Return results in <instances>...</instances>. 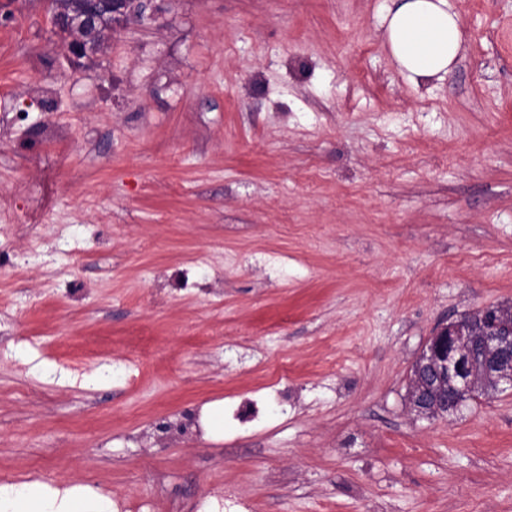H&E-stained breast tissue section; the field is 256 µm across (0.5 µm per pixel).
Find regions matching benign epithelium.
<instances>
[{
    "label": "benign epithelium",
    "mask_w": 512,
    "mask_h": 512,
    "mask_svg": "<svg viewBox=\"0 0 512 512\" xmlns=\"http://www.w3.org/2000/svg\"><path fill=\"white\" fill-rule=\"evenodd\" d=\"M157 0H88L82 14L63 9L52 18L53 28L64 35L75 56L91 51L87 32L103 15L144 26L155 19ZM512 387V307L488 305L438 326L410 374L411 401L429 390L425 404L431 411L456 410L464 398H476L483 388Z\"/></svg>",
    "instance_id": "obj_1"
}]
</instances>
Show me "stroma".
Wrapping results in <instances>:
<instances>
[{
	"mask_svg": "<svg viewBox=\"0 0 512 512\" xmlns=\"http://www.w3.org/2000/svg\"><path fill=\"white\" fill-rule=\"evenodd\" d=\"M449 2L416 86L384 0H164L80 58L0 0V481L512 512V389L408 399L436 325L512 304V0Z\"/></svg>",
	"mask_w": 512,
	"mask_h": 512,
	"instance_id": "obj_1",
	"label": "stroma"
}]
</instances>
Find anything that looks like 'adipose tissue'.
<instances>
[{
	"label": "adipose tissue",
	"mask_w": 512,
	"mask_h": 512,
	"mask_svg": "<svg viewBox=\"0 0 512 512\" xmlns=\"http://www.w3.org/2000/svg\"><path fill=\"white\" fill-rule=\"evenodd\" d=\"M380 26L399 71L416 85L443 79L462 49L448 0H388ZM0 512H115V504L90 485L61 489L28 479L0 482Z\"/></svg>",
	"instance_id": "1"
}]
</instances>
